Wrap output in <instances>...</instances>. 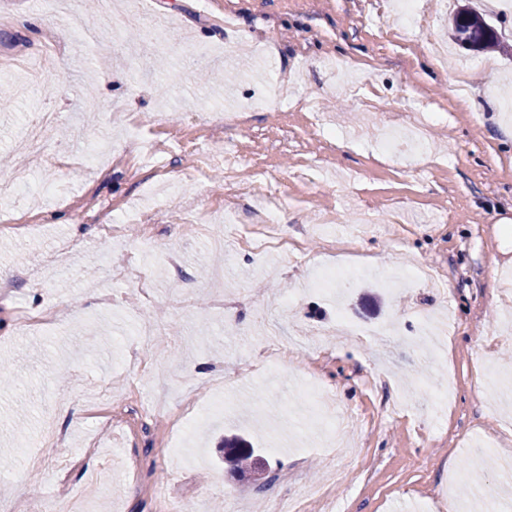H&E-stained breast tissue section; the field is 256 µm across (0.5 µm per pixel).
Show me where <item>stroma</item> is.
Masks as SVG:
<instances>
[{
    "label": "stroma",
    "instance_id": "1",
    "mask_svg": "<svg viewBox=\"0 0 512 512\" xmlns=\"http://www.w3.org/2000/svg\"><path fill=\"white\" fill-rule=\"evenodd\" d=\"M406 40L375 28L390 0H113L112 56L100 66V28L79 37L40 0H0V57L60 51L46 64L53 93L17 94L0 110V156L15 152L38 108L59 114L44 133L46 163L30 173L24 205L0 195V214L27 228L0 234V503L74 491L99 469L84 446L100 416H122L119 443L139 480L122 510L101 492L86 512H165V497L192 512H271L300 482L329 485L342 512H484V497L512 500V12L495 0H421ZM482 14L500 48L450 42L460 6ZM175 19L173 31L214 47L202 85L185 44L127 54L130 14ZM448 49L440 73L435 52ZM469 101L454 105L450 78ZM99 109L86 112L87 97ZM326 114L332 145L298 105ZM444 107L422 147L376 164L386 126L405 128V105ZM245 112L247 128L228 122ZM163 114L133 129L134 117ZM140 133L165 175L131 167L125 144ZM280 196L287 245L239 247L267 217L262 195L233 193L224 156ZM370 217L351 244L328 248L323 215ZM124 222L105 244L102 227ZM179 261L166 262L169 252ZM436 267L444 285L406 279ZM111 293V305L101 302ZM37 321L18 330L16 312ZM347 317L393 333L360 339L326 330ZM484 357L475 360L476 344ZM336 399L355 413L325 446L327 419L292 416L300 403ZM53 418L70 462L41 429ZM249 440L267 463L264 487L224 462V437Z\"/></svg>",
    "mask_w": 512,
    "mask_h": 512
}]
</instances>
